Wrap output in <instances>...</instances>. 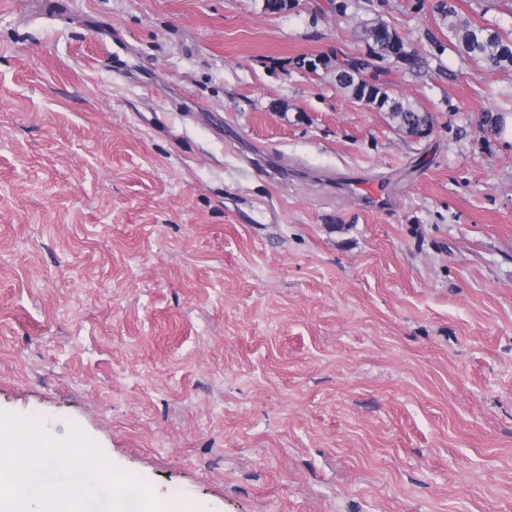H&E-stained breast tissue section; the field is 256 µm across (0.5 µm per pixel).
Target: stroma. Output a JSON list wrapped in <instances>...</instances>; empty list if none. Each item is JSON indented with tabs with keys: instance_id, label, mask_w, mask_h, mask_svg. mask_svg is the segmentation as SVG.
I'll return each instance as SVG.
<instances>
[{
	"instance_id": "1",
	"label": "stroma",
	"mask_w": 512,
	"mask_h": 512,
	"mask_svg": "<svg viewBox=\"0 0 512 512\" xmlns=\"http://www.w3.org/2000/svg\"><path fill=\"white\" fill-rule=\"evenodd\" d=\"M435 5L0 0V413L194 512H512V67L390 70L412 138L307 66ZM346 186H352L349 188V192L353 195L358 201L366 204L367 208L376 207V208H386L393 201V194L388 189L387 186L381 184L380 182H373L370 189L366 191L365 194L356 193L353 188H363L364 185L359 183L356 178L350 177L347 179Z\"/></svg>"
}]
</instances>
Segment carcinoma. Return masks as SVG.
I'll return each instance as SVG.
<instances>
[{
	"label": "carcinoma",
	"instance_id": "1",
	"mask_svg": "<svg viewBox=\"0 0 512 512\" xmlns=\"http://www.w3.org/2000/svg\"><path fill=\"white\" fill-rule=\"evenodd\" d=\"M435 9L452 34V41L444 43L431 32L428 42L432 51H414L411 60L401 63L400 55L407 52L404 42L398 39L389 41V32L394 27L377 17L363 23L357 31V38L365 43L366 51L355 58L354 65L347 66L346 59L336 64V79L340 86L350 90L359 103L386 113L402 131L428 125L432 127L435 124L434 115L383 90L379 77L374 73L378 63L373 58L407 70L433 61L436 68L442 71L445 69L442 55L449 48L486 70L498 69L506 62L512 64V30H506L497 21L477 25L461 16L456 6L448 5V0H437Z\"/></svg>",
	"mask_w": 512,
	"mask_h": 512
}]
</instances>
